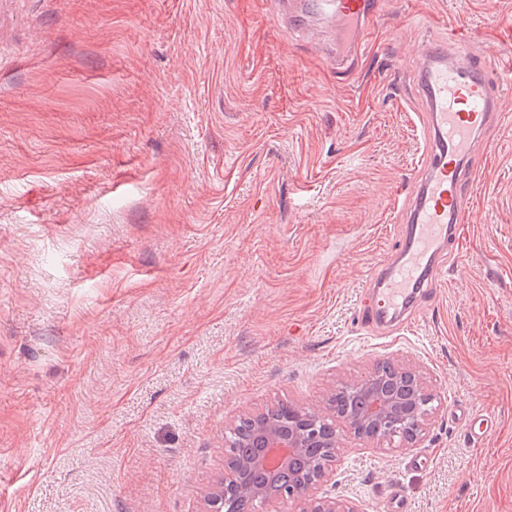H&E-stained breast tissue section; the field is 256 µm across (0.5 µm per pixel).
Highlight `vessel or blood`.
Instances as JSON below:
<instances>
[{"label":"vessel or blood","instance_id":"vessel-or-blood-1","mask_svg":"<svg viewBox=\"0 0 512 512\" xmlns=\"http://www.w3.org/2000/svg\"><path fill=\"white\" fill-rule=\"evenodd\" d=\"M270 12L298 33L318 17L340 35L326 48L328 57L344 61L360 50L378 0H269ZM460 27L446 40L429 43L415 73L414 91L424 104L420 115L422 151L418 176L403 198L407 233L385 258L366 273L369 298L364 325L384 330L399 325L427 292L444 280L446 260L459 250V227L465 223L473 188L482 171L472 163L491 128L512 120L504 112L499 83L482 71L483 59L465 46ZM464 425L470 439H486L495 428L487 414L468 412Z\"/></svg>","mask_w":512,"mask_h":512}]
</instances>
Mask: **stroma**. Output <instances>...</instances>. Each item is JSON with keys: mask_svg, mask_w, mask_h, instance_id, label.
I'll return each mask as SVG.
<instances>
[{"mask_svg": "<svg viewBox=\"0 0 512 512\" xmlns=\"http://www.w3.org/2000/svg\"><path fill=\"white\" fill-rule=\"evenodd\" d=\"M382 10L338 76L264 0H0V512H203L226 425L380 360L422 367L431 425L343 433L325 494L512 512V125L445 285L359 315L416 175L419 19L494 46L512 113V0ZM463 420L467 434L473 441H483L495 428V420L487 414L469 411Z\"/></svg>", "mask_w": 512, "mask_h": 512, "instance_id": "35a3bbf8", "label": "stroma"}]
</instances>
